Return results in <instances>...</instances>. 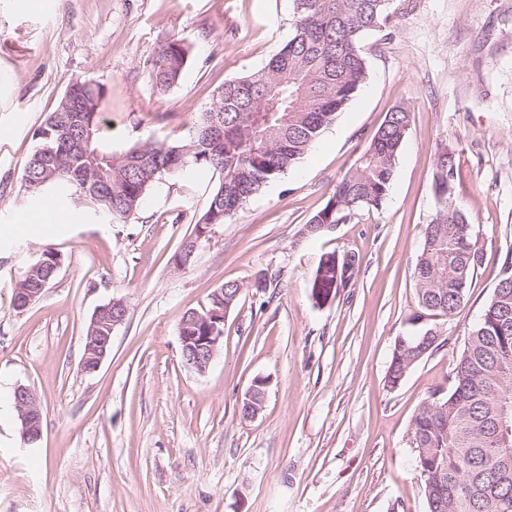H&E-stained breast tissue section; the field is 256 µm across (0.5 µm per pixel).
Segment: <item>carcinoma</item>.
Wrapping results in <instances>:
<instances>
[{"label":"carcinoma","instance_id":"obj_1","mask_svg":"<svg viewBox=\"0 0 512 512\" xmlns=\"http://www.w3.org/2000/svg\"><path fill=\"white\" fill-rule=\"evenodd\" d=\"M393 0H293L296 23L286 44L260 70L230 79L215 90L187 138L133 143L113 149L101 142L103 86L93 79L67 84L55 108L35 129V146L21 176L24 195L43 200L60 184L68 199L95 216L125 224L158 180L196 169L219 175L207 209L194 229L212 231L233 218L246 201L285 173L320 139L368 77L360 49L364 35L380 31L391 18ZM189 62L179 40L160 48L150 79L167 92ZM411 112L387 113L355 166L337 182L322 210L308 221L317 234L360 211L381 209L408 135ZM50 148L48 154L45 148ZM456 159L441 154L433 172V218L413 277L418 310L412 323L449 317L461 306L483 250L465 211L453 199ZM43 266L24 274L17 288H45L56 275L58 256L42 252ZM348 284L344 258L324 254L310 280L315 304L326 303ZM422 337L396 340L388 383L397 387L411 367L444 346ZM512 415V261H504L493 295L467 331L448 391L435 390L413 416L410 439L427 512H512V453L494 449L495 423Z\"/></svg>","mask_w":512,"mask_h":512}]
</instances>
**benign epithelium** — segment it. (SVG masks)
Masks as SVG:
<instances>
[{
  "label": "benign epithelium",
  "mask_w": 512,
  "mask_h": 512,
  "mask_svg": "<svg viewBox=\"0 0 512 512\" xmlns=\"http://www.w3.org/2000/svg\"><path fill=\"white\" fill-rule=\"evenodd\" d=\"M43 293L41 288H18L15 292V305L24 310L33 302L38 300ZM126 316V310L122 302L112 300L109 303L98 307L92 318L85 336L84 354L81 368L85 373L97 371L112 348V335L102 336L99 334L100 319H110V329L121 325ZM205 324L210 327L208 334L199 335L196 328ZM224 297L222 290L213 294L212 307L201 314L197 311L188 313L180 326V344L184 363L198 372H204L214 359L224 329ZM265 386V381L257 379L246 393V415L252 419L262 408V396L265 392L259 388ZM15 405L22 425V436L25 442L33 443L40 439L42 434V411L37 399L32 395L29 388L18 386L14 391Z\"/></svg>",
  "instance_id": "7a95c632"
}]
</instances>
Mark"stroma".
I'll return each mask as SVG.
<instances>
[{
	"mask_svg": "<svg viewBox=\"0 0 512 512\" xmlns=\"http://www.w3.org/2000/svg\"><path fill=\"white\" fill-rule=\"evenodd\" d=\"M0 0V512H426L410 440L430 391L447 388L466 332L512 254V0H394L386 28L361 41L368 78L315 145L202 242L173 257L218 178L162 179L126 224L60 206L43 236L14 230L29 210L20 177L32 133L68 82L105 88L113 147L188 136L225 80L265 66L288 40L293 0ZM189 63L168 92L149 79L165 43ZM410 107L409 133L382 208L312 235L309 219L353 168L387 112ZM456 154L454 198L484 261L454 316L429 317L447 340L387 383L398 337L417 333L413 268L433 216L438 156ZM61 256L40 299L13 288L43 250ZM355 254L348 287L315 305L326 253ZM272 278L258 293L259 274ZM243 287L206 372L178 336L225 282ZM126 307L100 369H81L98 306ZM262 411L241 419L255 379ZM26 386L42 437L21 436L13 392Z\"/></svg>",
	"mask_w": 512,
	"mask_h": 512,
	"instance_id": "1",
	"label": "stroma"
}]
</instances>
